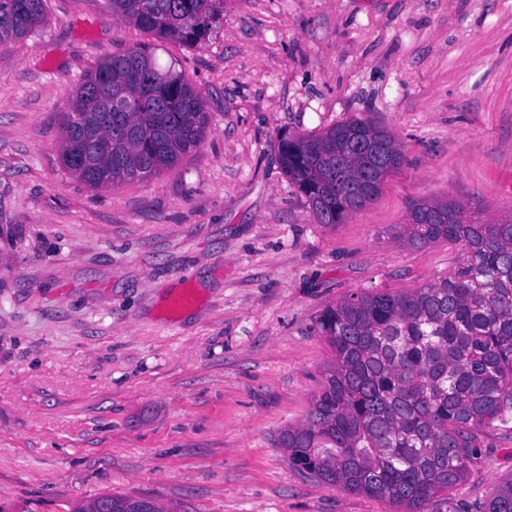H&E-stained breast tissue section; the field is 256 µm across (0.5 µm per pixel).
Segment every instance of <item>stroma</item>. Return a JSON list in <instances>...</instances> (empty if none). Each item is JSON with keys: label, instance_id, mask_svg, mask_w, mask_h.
Instances as JSON below:
<instances>
[{"label": "stroma", "instance_id": "stroma-1", "mask_svg": "<svg viewBox=\"0 0 512 512\" xmlns=\"http://www.w3.org/2000/svg\"><path fill=\"white\" fill-rule=\"evenodd\" d=\"M152 37L107 0H46L0 46V512L101 494L163 512H394L311 478L277 442L331 355L313 331L358 289L410 291L458 245L397 246L416 201L512 218V0H224L205 44L160 45L211 123L171 171L92 188L58 114L100 58ZM370 117L404 162L343 223H316L277 138ZM191 290L192 305L172 302ZM512 430L478 435L426 512H485Z\"/></svg>", "mask_w": 512, "mask_h": 512}]
</instances>
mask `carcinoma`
Listing matches in <instances>:
<instances>
[{"mask_svg":"<svg viewBox=\"0 0 512 512\" xmlns=\"http://www.w3.org/2000/svg\"><path fill=\"white\" fill-rule=\"evenodd\" d=\"M108 3L155 41L189 47L206 42L220 15V0ZM44 19L45 0H0V44ZM155 51L137 44L101 58L60 112L61 162L91 188L158 176L206 137L201 94L174 66L160 67ZM278 150L316 223L327 225L371 204L404 160L394 134L367 117L285 134ZM471 208L453 199L409 207L392 238L411 249L457 244V266L413 291H355L324 309L313 330L332 359L303 421L279 434L315 478L397 512H425L465 479L478 432L512 422V218L489 224ZM108 499L112 512L141 509L127 496ZM486 512H512V479Z\"/></svg>","mask_w":512,"mask_h":512,"instance_id":"carcinoma-1","label":"carcinoma"}]
</instances>
